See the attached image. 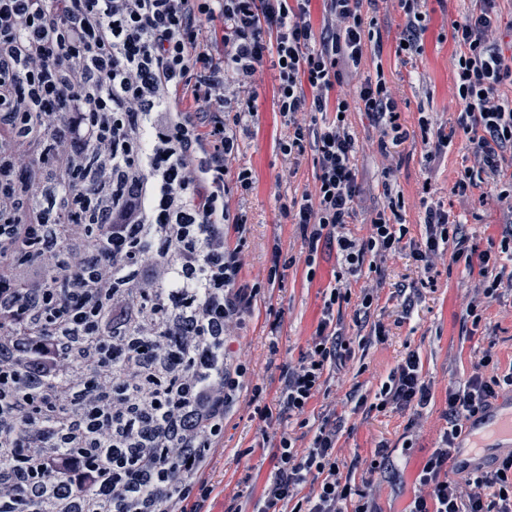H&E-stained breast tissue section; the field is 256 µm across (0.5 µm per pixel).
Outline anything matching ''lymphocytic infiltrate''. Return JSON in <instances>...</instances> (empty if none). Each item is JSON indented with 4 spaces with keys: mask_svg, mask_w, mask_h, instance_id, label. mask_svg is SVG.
<instances>
[{
    "mask_svg": "<svg viewBox=\"0 0 512 512\" xmlns=\"http://www.w3.org/2000/svg\"><path fill=\"white\" fill-rule=\"evenodd\" d=\"M410 63L423 51L428 0H398ZM502 0H475L453 27L455 89L462 109L437 130L429 159L465 138L475 165L453 186L464 196L486 185L512 199V61L493 47ZM311 0H0V512L19 500L53 512H208L210 452L240 397L243 363L227 349L256 288L238 283L237 253L224 227L246 237L224 176L240 151L238 130L256 108V73L277 72L274 106L287 136L283 156L312 153L314 193L284 214L314 263L337 248L349 274L366 256L408 251L431 269L450 252L477 274L467 307L480 322L487 301L512 276V228L494 248L467 243L440 207L427 206L424 235L394 220L388 198L353 236L360 196L349 102L394 141L406 137L384 75L357 83L366 48H378L364 0H323L321 30ZM336 99H329L330 90ZM336 112L327 120V112ZM101 236H94V229ZM67 275L52 288L47 271ZM166 283L162 315L142 318L131 294ZM348 287L326 292L323 317L301 361L282 375L280 414L304 415L326 371L351 353L334 323ZM512 388L484 350L463 384L448 389L446 425L422 461L407 512H512V453L461 478L456 442L466 421ZM433 398L416 352L357 407L418 412ZM339 428L325 417L308 446L281 433L273 469L254 510L377 512L370 484L342 471ZM183 479L169 485L171 472Z\"/></svg>",
    "mask_w": 512,
    "mask_h": 512,
    "instance_id": "lymphocytic-infiltrate-1",
    "label": "lymphocytic infiltrate"
}]
</instances>
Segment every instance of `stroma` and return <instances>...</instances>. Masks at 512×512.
Masks as SVG:
<instances>
[{"label": "stroma", "instance_id": "35a3bbf8", "mask_svg": "<svg viewBox=\"0 0 512 512\" xmlns=\"http://www.w3.org/2000/svg\"><path fill=\"white\" fill-rule=\"evenodd\" d=\"M471 6L472 0H429L424 52L407 65L395 53L405 22L398 0L365 5L364 16L375 22L380 50L365 54L354 80L359 83L383 73L408 138L383 151L376 146L380 129L371 116L352 105L346 121L361 144L359 215L382 206L388 189L402 200L399 214L410 236L423 234L425 206L439 204L456 215L469 245L484 250L499 240L512 214L503 211L488 190L454 195L453 185L466 165V144L456 141L441 158L427 161L419 124L423 115L437 127L457 119L460 106L454 89L451 25ZM274 85V71L263 67L253 87L257 115L241 136L235 161L255 176L252 191L231 196L232 208L247 220V238L239 240L231 226L224 231L225 245L240 250L241 284L258 286L259 291L229 347L230 353L244 355L248 371L239 401L224 417V448L211 460L215 490L210 510L229 512L231 507L258 500L272 469L273 450L262 446L263 436L287 432L298 447H306L323 416L332 410L340 426L337 457L355 481L365 477L377 446L388 445L395 469L376 477V503L380 512H405L414 495L418 467L446 425L443 413L449 386L469 378L486 348H493L501 368L512 365V291L492 301L476 325L466 315L475 279L463 264L452 262L450 253L438 255L427 273L405 252L389 256L377 268L363 267L359 275L349 277L351 300L335 306V318L346 335H367V328L355 319V309L363 289H374L379 302L372 318L383 323L384 341L355 347L345 364L330 371L329 394L311 401L306 423L285 416L262 422L258 409L275 408L283 371L298 364L307 352L322 318L324 293L344 271L339 254L328 249L318 252L314 265H307L299 229L283 216L285 205L314 191L316 172L311 155L288 160L278 149L287 129L273 106ZM275 263L281 276L272 281L268 271ZM426 275L433 287H421ZM409 291L414 294L410 301L405 298ZM410 351L418 353L433 391L420 417L395 409L356 408L357 399L373 397Z\"/></svg>", "mask_w": 512, "mask_h": 512}]
</instances>
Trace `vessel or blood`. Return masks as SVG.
Segmentation results:
<instances>
[{"instance_id":"vessel-or-blood-1","label":"vessel or blood","mask_w":512,"mask_h":512,"mask_svg":"<svg viewBox=\"0 0 512 512\" xmlns=\"http://www.w3.org/2000/svg\"><path fill=\"white\" fill-rule=\"evenodd\" d=\"M467 442L456 456L458 467L487 466L512 450V393L502 395L490 409L466 423Z\"/></svg>"}]
</instances>
